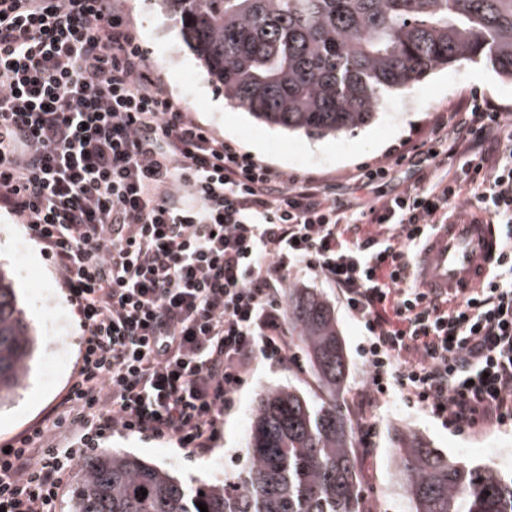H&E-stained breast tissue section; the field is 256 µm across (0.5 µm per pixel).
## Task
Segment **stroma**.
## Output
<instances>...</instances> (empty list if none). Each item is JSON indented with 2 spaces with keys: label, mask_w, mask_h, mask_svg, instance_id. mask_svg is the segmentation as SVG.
I'll return each instance as SVG.
<instances>
[{
  "label": "stroma",
  "mask_w": 512,
  "mask_h": 512,
  "mask_svg": "<svg viewBox=\"0 0 512 512\" xmlns=\"http://www.w3.org/2000/svg\"><path fill=\"white\" fill-rule=\"evenodd\" d=\"M126 16L157 73L179 97L195 121L210 126L224 139L238 142L257 158L277 168L325 176L337 200L371 201L394 187L417 183L420 173L404 163L395 167L390 182L356 187L352 177L367 165L395 159L396 155L428 140L435 117L461 112L473 93L504 109V122L512 126V81L500 79L484 63L451 66L429 73L401 93L386 96L367 124L336 136L292 133L255 121L232 108L221 88L184 42L179 23L156 0H123ZM0 267L13 279L20 307L38 335L31 370L12 401L0 405V441L43 420L62 394L76 361L82 334L79 315L40 246L30 238L23 221L0 207ZM290 285L322 296L331 306L348 366L339 399L348 415H355L354 398L366 380L360 354L361 330L322 278L293 271ZM292 386L310 394L317 384L298 367L280 368L259 361L238 395L232 413L205 453H189L167 443L139 436L115 435L110 449L129 452L168 471L182 481L216 482L240 471L247 463L246 446L253 411L266 389ZM374 446L368 457L357 460L364 505L375 512H411V504L398 481L393 453L395 430H412L431 447L450 457L512 473V422L474 429L443 428L422 410L401 402L376 408Z\"/></svg>",
  "instance_id": "1"
}]
</instances>
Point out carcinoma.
I'll list each match as a JSON object with an SVG mask.
<instances>
[{"instance_id":"cac0c4a2","label":"carcinoma","mask_w":512,"mask_h":512,"mask_svg":"<svg viewBox=\"0 0 512 512\" xmlns=\"http://www.w3.org/2000/svg\"><path fill=\"white\" fill-rule=\"evenodd\" d=\"M225 98L292 132L342 134L388 93L440 67L484 62L512 81V0H159ZM288 334L318 382L271 388L257 404L249 462L222 484H183L107 450L82 466L68 512H365L354 424L338 404L346 359L329 305L288 288ZM35 330L0 269V404L24 381ZM412 512H512V478L393 439ZM147 495H141V490ZM204 495H199V492Z\"/></svg>"}]
</instances>
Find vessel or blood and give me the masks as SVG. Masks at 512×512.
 <instances>
[{"instance_id": "vessel-or-blood-1", "label": "vessel or blood", "mask_w": 512, "mask_h": 512, "mask_svg": "<svg viewBox=\"0 0 512 512\" xmlns=\"http://www.w3.org/2000/svg\"><path fill=\"white\" fill-rule=\"evenodd\" d=\"M502 245L498 226L467 210L430 230L415 258V284L452 298L470 295L489 279Z\"/></svg>"}]
</instances>
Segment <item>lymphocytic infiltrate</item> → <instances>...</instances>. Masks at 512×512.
<instances>
[{"label":"lymphocytic infiltrate","instance_id":"f902f5d3","mask_svg":"<svg viewBox=\"0 0 512 512\" xmlns=\"http://www.w3.org/2000/svg\"><path fill=\"white\" fill-rule=\"evenodd\" d=\"M453 130L466 171L418 151L420 184L355 207L317 174L276 168L188 116L119 0H0V205L24 218L81 321L45 421L0 443V512H56L113 434L207 450L254 359L293 364L281 299L294 270L362 326L359 445L397 398L442 426L512 421V131L474 95ZM500 132L494 153L473 142ZM476 199L506 244L449 301L414 288L431 225Z\"/></svg>","mask_w":512,"mask_h":512}]
</instances>
